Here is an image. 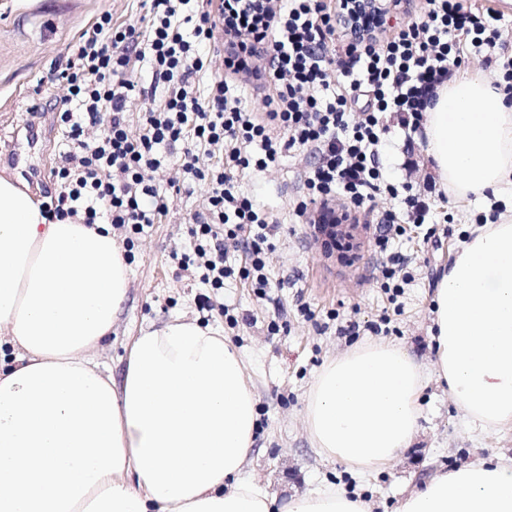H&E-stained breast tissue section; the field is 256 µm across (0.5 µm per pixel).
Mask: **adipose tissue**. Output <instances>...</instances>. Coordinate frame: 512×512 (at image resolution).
<instances>
[{
  "label": "adipose tissue",
  "mask_w": 512,
  "mask_h": 512,
  "mask_svg": "<svg viewBox=\"0 0 512 512\" xmlns=\"http://www.w3.org/2000/svg\"><path fill=\"white\" fill-rule=\"evenodd\" d=\"M427 153L455 195L512 192V101L482 74L448 81L424 114ZM0 176V512H370L329 486L274 495L244 479L256 395L240 351L177 317L144 328L121 379L95 353L129 293L108 224L48 219ZM434 364L482 430L512 425V213L476 224L433 297ZM419 365L395 344H361L316 375L305 418L317 452L360 472L414 441ZM396 512H512V458L435 475Z\"/></svg>",
  "instance_id": "obj_1"
}]
</instances>
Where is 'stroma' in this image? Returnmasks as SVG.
<instances>
[{"label":"stroma","instance_id":"1","mask_svg":"<svg viewBox=\"0 0 512 512\" xmlns=\"http://www.w3.org/2000/svg\"><path fill=\"white\" fill-rule=\"evenodd\" d=\"M105 10L116 23L140 30L146 26L142 0H0V113L23 112L35 104L44 107L46 100L62 96L65 84L55 81L52 69L67 55L79 29ZM384 122L388 132L382 159L393 181L409 182L431 207V237L418 235L398 246L409 258L411 280L397 298H390L377 280L379 255L368 227L385 212L400 209L399 200L381 194L370 202L356 226L360 248L353 264L327 255L321 242L311 238L308 224L292 216L306 166L300 152L284 155L267 171L243 175L239 181L241 192L282 223L267 258V273L279 283L271 298H259L244 280L230 278L223 287L213 288L202 284L198 274L180 269L181 256L192 250L188 218L207 206L204 183L175 195L169 212L159 216L148 233L114 231L117 239L133 241L130 297L99 348L97 361L120 376L129 338L176 316L222 328L241 351L258 400L257 451L247 461L244 476L282 500L336 484L361 493L372 512H395L409 490L439 472L496 454L512 457V425L483 433L472 430L432 368L433 291L462 247L469 225L478 222L479 206L475 200L435 190L439 177L428 161L424 140L407 142L397 113H386ZM61 141L62 130L47 110L32 135L24 126L4 124L0 175L43 195L53 187L50 170ZM408 160L416 163L410 172L404 168ZM386 312L392 319L389 332L369 330V323ZM230 314L236 324H228ZM349 320L360 323L358 335L339 334ZM273 321L279 331L270 330ZM365 343L403 345L422 365L427 381L420 399V429L411 448L387 469L361 476L317 454L304 411L325 361Z\"/></svg>","mask_w":512,"mask_h":512}]
</instances>
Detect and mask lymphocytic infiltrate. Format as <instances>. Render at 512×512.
I'll return each mask as SVG.
<instances>
[{
	"label": "lymphocytic infiltrate",
	"instance_id": "obj_1",
	"mask_svg": "<svg viewBox=\"0 0 512 512\" xmlns=\"http://www.w3.org/2000/svg\"><path fill=\"white\" fill-rule=\"evenodd\" d=\"M149 2L145 30L101 12L56 67L67 84L52 107L64 148L45 208L142 233L173 202L155 183L160 150L181 145L184 174L209 186L207 210L190 219L194 253L182 256V270L202 267L203 283L214 288L237 275L261 296L274 286L266 255L279 224L238 192L239 177L267 170L283 153L307 152L295 214L319 204L312 224L325 249L351 252L327 225L346 223L375 195H399L380 161L384 113H399L408 133L421 132L438 88L471 53L494 52L499 38L497 15L468 0H397L414 22L384 29L372 11L354 36L341 23L342 0H219L214 9L195 0ZM219 36L224 75L211 78L203 48ZM134 59L149 64V86L131 79ZM246 85L265 91L266 112L249 108L240 93ZM135 96L145 108L134 131L127 112ZM218 148L225 163L212 160ZM402 198L404 217L386 213L373 231L384 256L381 286L396 294L408 259L392 246L430 211L419 195ZM230 240L245 254L243 267L228 260Z\"/></svg>",
	"mask_w": 512,
	"mask_h": 512
}]
</instances>
